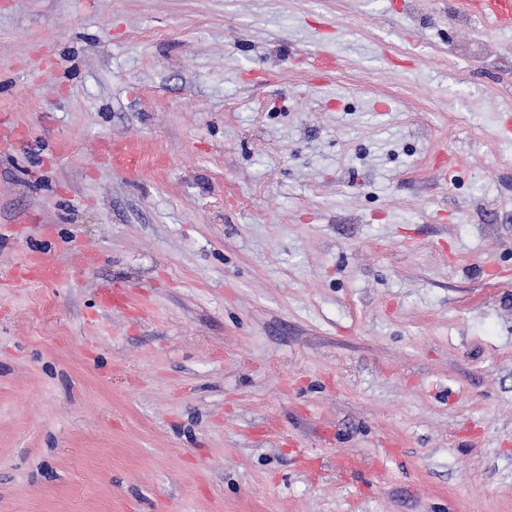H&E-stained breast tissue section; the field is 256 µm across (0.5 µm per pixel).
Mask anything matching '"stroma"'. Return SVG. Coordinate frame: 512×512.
<instances>
[{
  "mask_svg": "<svg viewBox=\"0 0 512 512\" xmlns=\"http://www.w3.org/2000/svg\"><path fill=\"white\" fill-rule=\"evenodd\" d=\"M510 104L457 0H0V512H512Z\"/></svg>",
  "mask_w": 512,
  "mask_h": 512,
  "instance_id": "1",
  "label": "stroma"
}]
</instances>
